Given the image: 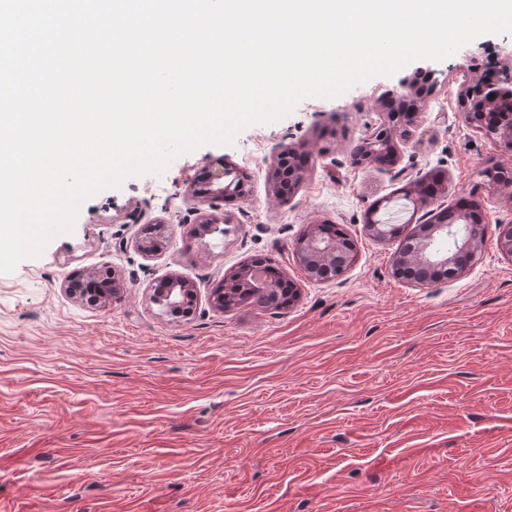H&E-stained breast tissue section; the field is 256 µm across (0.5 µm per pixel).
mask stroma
I'll use <instances>...</instances> for the list:
<instances>
[{
  "instance_id": "1",
  "label": "stroma",
  "mask_w": 512,
  "mask_h": 512,
  "mask_svg": "<svg viewBox=\"0 0 512 512\" xmlns=\"http://www.w3.org/2000/svg\"><path fill=\"white\" fill-rule=\"evenodd\" d=\"M510 55L512 33L486 34L434 63L396 167L352 151L413 63L97 193L72 232L0 273V512H512V260L499 248L512 201L486 177L512 168V150L457 112L462 85ZM299 145L312 166L282 203L267 169ZM217 159L247 190L202 236L209 208L185 189ZM435 172L438 206L480 203L485 237L461 278L410 284L392 272L397 240L373 238L365 218L413 232L429 216L400 188ZM318 221L355 247L325 282L295 249ZM153 224L169 242L147 257L136 243ZM257 256L295 284L293 304L213 308L212 288ZM106 268L117 300L67 293L69 277ZM173 274L197 289L184 316L151 299Z\"/></svg>"
}]
</instances>
